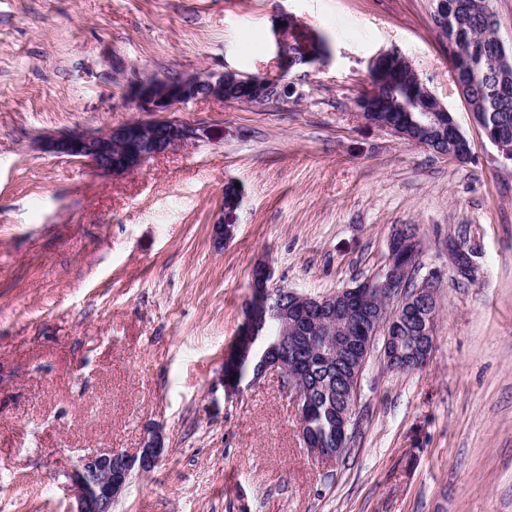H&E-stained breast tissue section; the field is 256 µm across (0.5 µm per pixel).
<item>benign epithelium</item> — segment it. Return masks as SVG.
<instances>
[{"label":"benign epithelium","instance_id":"7a95c632","mask_svg":"<svg viewBox=\"0 0 512 512\" xmlns=\"http://www.w3.org/2000/svg\"><path fill=\"white\" fill-rule=\"evenodd\" d=\"M277 47L275 63L281 72L276 78L254 77L252 96L263 104L274 100L288 101L296 92L293 83L283 79L282 74L295 68L297 60L283 52L288 43V27L284 19L273 29ZM399 55L395 52L379 55L371 62L369 81L371 88L365 96L357 100L361 118L368 124L387 130L406 140L408 135L400 128L379 120L371 99L378 95L380 79L388 73L392 81H401V69L395 65ZM457 91L468 96L471 87L478 81L477 72L454 69ZM236 81L233 72L201 73L192 75H152L138 77L126 82L124 98L137 112L148 115L146 119H132L118 124L98 128L75 127L41 135L37 146L42 152L57 156L72 157L85 161L102 173H126L143 167L150 160L213 137L207 126L193 124L170 116L179 106L198 99H222L224 88ZM410 105L408 112L418 113L412 125L429 133L452 130L448 157L462 162L472 155L471 144L460 129L447 106L418 78L406 83ZM237 204L224 207V213L213 225L215 240L222 243L232 238L237 220ZM397 236L391 234L388 241V257L373 278L358 283L352 288H343L329 295L314 298L294 291L290 292V305L277 308L262 307L249 310L252 317H269L286 324L292 322L294 314L288 309H309L327 320L326 327L336 329V309L339 299L349 293H359L368 299L383 303V320L378 332L383 334V355L387 361H395L403 355L398 338L388 335V325L403 316L405 288L413 275L414 265L393 266V250ZM412 298L427 306V315H432L434 296L432 285L422 283L416 288ZM274 373L288 382V393L292 396L298 414H303L306 406L302 391L294 390V382L288 379V367L280 357H266L258 369V376ZM163 434L158 429H150L143 439V445L133 455L117 449L100 451L81 457L74 468L66 475V494L73 499L70 512H112V504L127 486L133 472L146 473L158 464L163 450Z\"/></svg>","mask_w":512,"mask_h":512}]
</instances>
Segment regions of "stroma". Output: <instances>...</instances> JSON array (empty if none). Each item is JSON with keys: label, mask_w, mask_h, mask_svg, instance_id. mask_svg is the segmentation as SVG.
I'll use <instances>...</instances> for the list:
<instances>
[{"label": "stroma", "mask_w": 512, "mask_h": 512, "mask_svg": "<svg viewBox=\"0 0 512 512\" xmlns=\"http://www.w3.org/2000/svg\"><path fill=\"white\" fill-rule=\"evenodd\" d=\"M281 14L330 52L290 72L288 103H188L179 117L213 140L120 175L34 148L134 118L112 56L142 76L275 74ZM390 51L448 106L470 160L360 118ZM399 224L435 286L432 357L397 373L374 345L352 442L318 461L278 375L224 390L251 270L322 297L377 274ZM452 240L474 253L470 278ZM152 425L160 461L112 512H512V161L456 91L430 0H0V512H66L79 458L136 452ZM237 206L233 203L231 206H224V213L217 224L213 225V233L218 243L225 242L232 238L237 220Z\"/></svg>", "instance_id": "obj_1"}]
</instances>
